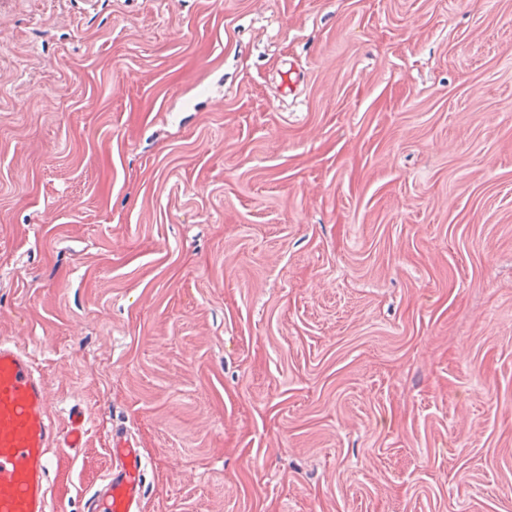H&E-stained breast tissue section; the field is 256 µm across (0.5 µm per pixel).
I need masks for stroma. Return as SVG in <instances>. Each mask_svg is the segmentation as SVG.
Listing matches in <instances>:
<instances>
[{
    "label": "stroma",
    "instance_id": "stroma-1",
    "mask_svg": "<svg viewBox=\"0 0 512 512\" xmlns=\"http://www.w3.org/2000/svg\"><path fill=\"white\" fill-rule=\"evenodd\" d=\"M0 338L55 512H512V0H0ZM108 452L111 468L102 485L85 498L84 512H139L145 492L147 458L133 436L123 427L113 433Z\"/></svg>",
    "mask_w": 512,
    "mask_h": 512
}]
</instances>
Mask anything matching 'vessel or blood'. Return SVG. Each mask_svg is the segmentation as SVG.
I'll return each mask as SVG.
<instances>
[{"label": "vessel or blood", "instance_id": "obj_1", "mask_svg": "<svg viewBox=\"0 0 512 512\" xmlns=\"http://www.w3.org/2000/svg\"><path fill=\"white\" fill-rule=\"evenodd\" d=\"M87 419L80 405L63 429L49 416L46 384L33 359L0 339V512H53L49 450L83 447ZM112 465L84 512H139L148 460L133 436L117 428L109 449Z\"/></svg>", "mask_w": 512, "mask_h": 512}]
</instances>
